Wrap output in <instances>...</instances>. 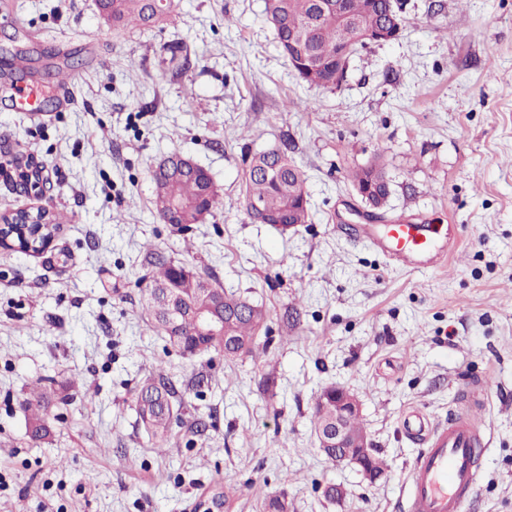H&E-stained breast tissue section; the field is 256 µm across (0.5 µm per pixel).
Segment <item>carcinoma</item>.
I'll return each instance as SVG.
<instances>
[{"label":"carcinoma","instance_id":"obj_1","mask_svg":"<svg viewBox=\"0 0 512 512\" xmlns=\"http://www.w3.org/2000/svg\"><path fill=\"white\" fill-rule=\"evenodd\" d=\"M320 21L312 23L314 0H265V13L278 45L300 82L310 87L336 86L339 53L354 39V32L336 22V0H322ZM343 10L355 20L365 36L391 21L389 0H342ZM103 9L114 26L152 27L168 20L173 0H106ZM384 166L374 161L351 173L353 187L374 181L373 205L386 207L391 187L383 184ZM246 214L260 224H306L310 220V201L304 174L288 148H274L253 154L244 174ZM218 203L209 172L198 166L157 175L154 188L155 217L164 224H202ZM152 276L145 292L144 305L151 318L149 330L163 337L186 357L217 352L233 359L255 344V334L266 317L259 306L239 297L228 296L224 288L191 269L150 252ZM224 298V323L221 334H202L195 313L211 307L216 297ZM40 378L30 388L21 407L26 413L31 440L41 442L50 434L47 409L54 391ZM69 402V396L59 398ZM176 389L163 377L145 379L135 399L136 421L148 440L166 441L174 415ZM335 402L328 388L321 389L313 403L312 428L318 431Z\"/></svg>","mask_w":512,"mask_h":512}]
</instances>
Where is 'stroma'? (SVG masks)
Returning <instances> with one entry per match:
<instances>
[{
	"label": "stroma",
	"mask_w": 512,
	"mask_h": 512,
	"mask_svg": "<svg viewBox=\"0 0 512 512\" xmlns=\"http://www.w3.org/2000/svg\"><path fill=\"white\" fill-rule=\"evenodd\" d=\"M402 4L397 40L317 88L281 53L265 0H174L173 22L120 31L97 0H0V216H68L42 252L0 246V512H197L229 480L223 512H263L274 492L288 512H404L419 447L402 417L447 421L486 377L469 410L489 446L463 512H512V0ZM20 53L48 100L53 66L82 61L38 118L8 99ZM275 147L306 178L311 221L295 230L245 211L243 152ZM174 151L218 187L205 223L154 217L153 171ZM19 154L42 194L21 192ZM377 158L391 196L373 222L452 225L442 264L412 272L346 235L365 208L349 174ZM150 248L261 306L257 353L186 358L149 332ZM157 375L178 410L160 449L134 411ZM40 378L70 402L50 405L38 444L20 404ZM330 385L360 402L377 481L317 447L312 405Z\"/></svg>",
	"instance_id": "obj_1"
}]
</instances>
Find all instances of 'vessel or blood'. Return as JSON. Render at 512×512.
I'll return each instance as SVG.
<instances>
[{
    "instance_id": "b4317fda",
    "label": "vessel or blood",
    "mask_w": 512,
    "mask_h": 512,
    "mask_svg": "<svg viewBox=\"0 0 512 512\" xmlns=\"http://www.w3.org/2000/svg\"><path fill=\"white\" fill-rule=\"evenodd\" d=\"M361 232L383 253L414 271L445 260L447 246L454 243L452 229L406 221L387 225L381 236L369 224ZM402 428L421 446L406 479L407 512H463L487 447L483 431L464 410L436 426L412 413L404 417Z\"/></svg>"
}]
</instances>
